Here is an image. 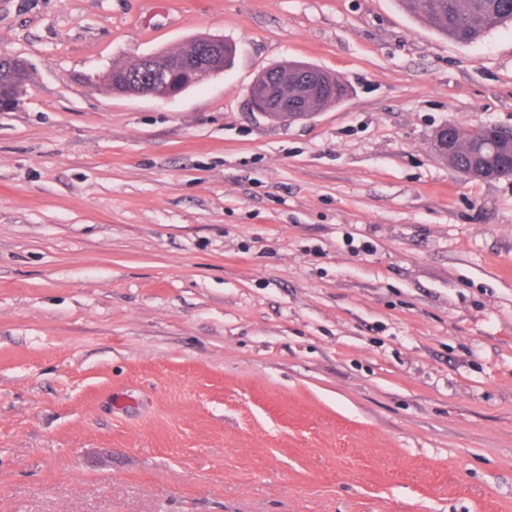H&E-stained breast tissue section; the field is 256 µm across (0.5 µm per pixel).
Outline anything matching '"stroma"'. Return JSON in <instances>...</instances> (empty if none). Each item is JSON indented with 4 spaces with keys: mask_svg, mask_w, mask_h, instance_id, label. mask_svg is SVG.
Segmentation results:
<instances>
[{
    "mask_svg": "<svg viewBox=\"0 0 512 512\" xmlns=\"http://www.w3.org/2000/svg\"><path fill=\"white\" fill-rule=\"evenodd\" d=\"M220 37L173 100L115 64ZM0 512H512V27L400 0H0ZM348 88L253 112L265 69ZM403 7L440 34L469 44L512 22V0H401ZM27 76L20 69L16 58L0 55V92L8 95L10 92L23 88L26 90ZM112 72V78H105ZM137 74H141L139 65H114L103 79L106 89L111 93L136 94L139 91ZM133 75V78L131 77ZM453 125L454 131L459 139L456 152L452 158V163L453 138L449 133V130L452 129L450 124L441 128L440 135L436 142V152L445 155L443 158L448 160L451 166L453 164L457 169L464 171L470 167L475 153L481 152L480 144H478L480 138L478 132L481 126L467 127L455 122H453Z\"/></svg>",
    "mask_w": 512,
    "mask_h": 512,
    "instance_id": "1",
    "label": "stroma"
}]
</instances>
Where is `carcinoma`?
Instances as JSON below:
<instances>
[{"label":"carcinoma","mask_w":512,"mask_h":512,"mask_svg":"<svg viewBox=\"0 0 512 512\" xmlns=\"http://www.w3.org/2000/svg\"><path fill=\"white\" fill-rule=\"evenodd\" d=\"M403 7L440 34L457 43L469 44L482 34L512 22V0H401ZM139 65L112 66V77L103 79L111 93L135 94L139 91ZM27 76L18 61L0 56V93L8 95L26 88ZM458 145L452 164L459 170L470 167L473 157L481 151L479 128L454 124Z\"/></svg>","instance_id":"carcinoma-1"}]
</instances>
